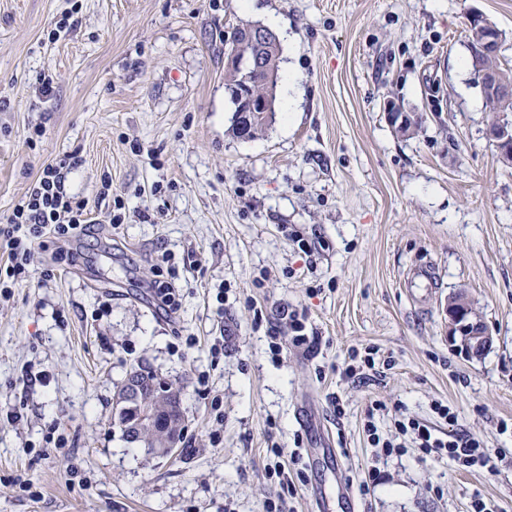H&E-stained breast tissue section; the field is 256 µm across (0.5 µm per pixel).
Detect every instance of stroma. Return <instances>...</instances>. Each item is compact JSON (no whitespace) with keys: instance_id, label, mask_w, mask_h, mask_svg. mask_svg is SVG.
Segmentation results:
<instances>
[{"instance_id":"1","label":"stroma","mask_w":512,"mask_h":512,"mask_svg":"<svg viewBox=\"0 0 512 512\" xmlns=\"http://www.w3.org/2000/svg\"><path fill=\"white\" fill-rule=\"evenodd\" d=\"M472 10L512 69V0H0V222L71 153L65 189L97 220L78 241L43 236L30 283L0 293V512H266L282 492L273 448L314 445L294 413L309 400L349 480L371 460L361 421L375 400L382 426L448 403L497 464L408 452L359 512H467L476 491L512 512V165L487 136L512 112L486 106ZM272 16L293 110L237 140L224 51L236 25ZM390 100L422 116L417 134L391 126ZM165 255L180 287L170 318L150 289ZM426 265L428 285L410 276ZM459 291L494 338L483 357L446 339ZM294 310L320 347L287 342L272 360L266 330L287 331ZM368 345L380 375L340 377ZM137 366L183 392L174 458L126 443L114 421Z\"/></svg>"}]
</instances>
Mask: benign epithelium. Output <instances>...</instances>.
Here are the masks:
<instances>
[{
	"instance_id": "7a95c632",
	"label": "benign epithelium",
	"mask_w": 512,
	"mask_h": 512,
	"mask_svg": "<svg viewBox=\"0 0 512 512\" xmlns=\"http://www.w3.org/2000/svg\"><path fill=\"white\" fill-rule=\"evenodd\" d=\"M467 27L472 31L477 44V68L485 93L505 104L512 102V85L502 81L498 70L489 65L497 57L501 45V33L482 13L473 11L467 15ZM245 39L257 47L252 56H245L237 49L227 53L226 67L240 70L250 76L263 70L262 50L266 42L275 40V34L263 28L246 33ZM489 136L495 142L500 156H512V125L495 122L489 127ZM448 341L453 349L467 357L480 358L488 352L493 343L490 332L481 327L470 302L463 294L448 299ZM156 386L148 373L143 370L131 372L118 387L114 395V417L131 408L137 410V418L128 423L120 422L128 439L148 448L150 455L157 458H173L179 452L183 427L179 423L164 420L169 404L182 405L183 397L179 388L166 386L169 401L155 397Z\"/></svg>"
}]
</instances>
